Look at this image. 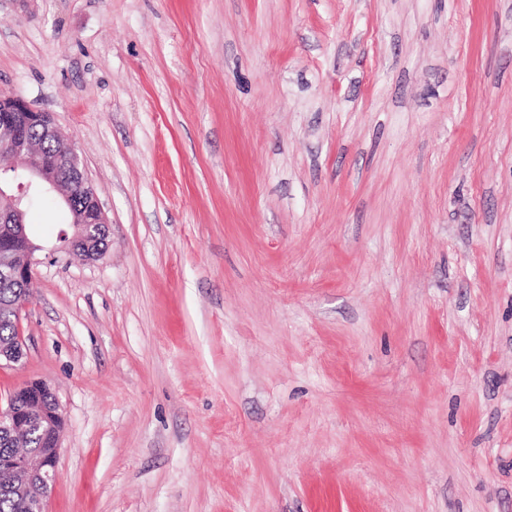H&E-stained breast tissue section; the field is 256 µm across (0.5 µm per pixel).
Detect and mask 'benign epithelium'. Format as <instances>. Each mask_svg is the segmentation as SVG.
<instances>
[{
    "mask_svg": "<svg viewBox=\"0 0 512 512\" xmlns=\"http://www.w3.org/2000/svg\"><path fill=\"white\" fill-rule=\"evenodd\" d=\"M37 128L56 144L50 153L28 148L24 133ZM0 184L11 174L24 179L14 182L13 192L0 189V278L4 282L31 281L35 253L40 250L30 238L25 224L26 200L32 191L55 193L69 207L72 233L62 235L60 250L80 252L90 260L102 258L105 248L96 244L94 232L107 229L99 198L89 182L84 162L75 147L58 130L47 112L33 109L18 96L0 95ZM22 336L0 345V361L18 363L23 358ZM25 393H13L6 408L0 409V429L25 432L36 424L49 447L38 455L20 453L0 462V469L19 484L29 512H45L46 496L59 479L60 430L64 417L59 406L45 404L54 396L43 380L23 386Z\"/></svg>",
    "mask_w": 512,
    "mask_h": 512,
    "instance_id": "7a95c632",
    "label": "benign epithelium"
}]
</instances>
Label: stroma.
Wrapping results in <instances>:
<instances>
[{"label":"stroma","mask_w":512,"mask_h":512,"mask_svg":"<svg viewBox=\"0 0 512 512\" xmlns=\"http://www.w3.org/2000/svg\"><path fill=\"white\" fill-rule=\"evenodd\" d=\"M109 222L40 249L46 512H512V0H0Z\"/></svg>","instance_id":"35a3bbf8"}]
</instances>
